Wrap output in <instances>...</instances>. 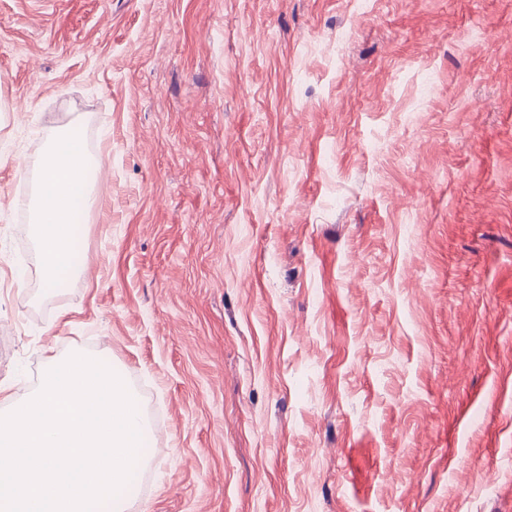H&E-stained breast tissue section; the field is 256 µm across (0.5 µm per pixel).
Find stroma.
<instances>
[{
    "instance_id": "35a3bbf8",
    "label": "stroma",
    "mask_w": 512,
    "mask_h": 512,
    "mask_svg": "<svg viewBox=\"0 0 512 512\" xmlns=\"http://www.w3.org/2000/svg\"><path fill=\"white\" fill-rule=\"evenodd\" d=\"M104 168L56 291L14 201ZM0 382L83 346L125 512H512V0H0Z\"/></svg>"
}]
</instances>
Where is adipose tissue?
Instances as JSON below:
<instances>
[{"instance_id": "1", "label": "adipose tissue", "mask_w": 512, "mask_h": 512, "mask_svg": "<svg viewBox=\"0 0 512 512\" xmlns=\"http://www.w3.org/2000/svg\"><path fill=\"white\" fill-rule=\"evenodd\" d=\"M85 159L79 130L69 127L59 132L48 144L34 193L26 202L36 226L43 281L50 289L75 273L71 263L73 215L96 203V188L84 179Z\"/></svg>"}]
</instances>
